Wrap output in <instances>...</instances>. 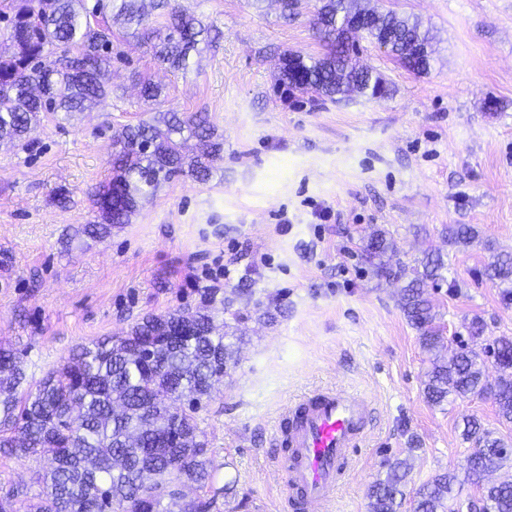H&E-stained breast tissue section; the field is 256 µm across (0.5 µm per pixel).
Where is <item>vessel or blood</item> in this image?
<instances>
[{
  "label": "vessel or blood",
  "instance_id": "b4317fda",
  "mask_svg": "<svg viewBox=\"0 0 512 512\" xmlns=\"http://www.w3.org/2000/svg\"><path fill=\"white\" fill-rule=\"evenodd\" d=\"M372 413L367 398L343 390H314L294 402L276 430L277 462L287 475L285 506L325 512L350 467L348 451L364 436Z\"/></svg>",
  "mask_w": 512,
  "mask_h": 512
}]
</instances>
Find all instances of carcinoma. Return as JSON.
Masks as SVG:
<instances>
[{"mask_svg": "<svg viewBox=\"0 0 512 512\" xmlns=\"http://www.w3.org/2000/svg\"><path fill=\"white\" fill-rule=\"evenodd\" d=\"M362 0H318L314 26L328 51L321 57L300 52L303 79L288 73V54L280 57L281 80L289 86L334 101L357 91L372 99L381 77L351 64L355 34L336 36V15L364 8ZM11 48L0 54V146L25 147L43 119L82 112L112 95L104 76L112 61V27L121 24L129 38H147L158 65L185 71L201 44L210 45L218 29L183 13L172 0H11ZM159 10L164 21L154 20ZM389 26L429 43L432 37L418 21L395 12L385 14ZM140 97L160 104L162 88L139 77ZM196 140L195 153L183 148ZM112 178L93 198L98 221L84 227L100 237L131 222L158 188L179 176L201 183L213 176L224 141L203 112L156 110L114 137ZM390 244L382 230L373 232L366 253L375 273L386 279L403 277L382 261ZM441 259L430 261L401 292L400 307L431 354L424 396L440 405L451 396L488 394L498 414L512 422V337L499 336L484 348L499 376L490 383L485 360L466 345L451 357L440 329L434 326L433 304L424 279L436 278ZM489 278L512 283V255L501 254L486 267ZM219 289L204 295L205 307L146 315L117 340L105 338L77 348L60 367L48 372L33 390L26 381L22 354L0 347V456L48 455L50 469L38 475L41 487L27 512H216L230 486L216 485L219 469L209 456L208 439L199 413L208 406L215 385L224 380L234 358L227 333L213 322ZM174 323H188L195 335L164 344ZM467 480L481 496L468 501L469 512H512V478L482 485L483 476L512 462V448L475 417L463 420ZM408 464L388 463L386 477L369 489L368 512H399L407 498ZM190 482L203 492L194 510L182 503L175 487ZM458 476L437 473L413 492V512H456Z\"/></svg>", "mask_w": 512, "mask_h": 512, "instance_id": "1", "label": "carcinoma"}]
</instances>
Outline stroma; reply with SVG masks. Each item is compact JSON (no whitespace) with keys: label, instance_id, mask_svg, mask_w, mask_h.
<instances>
[{"label":"stroma","instance_id":"35a3bbf8","mask_svg":"<svg viewBox=\"0 0 512 512\" xmlns=\"http://www.w3.org/2000/svg\"><path fill=\"white\" fill-rule=\"evenodd\" d=\"M177 2L223 33L188 71L116 40L111 97L42 121L27 148L0 147V343L23 352L27 385L146 314L201 307L216 283L237 348L200 414L217 481L233 485L220 512H282L274 429L318 387L361 392L374 408L328 512H367L389 460L408 462L411 489L460 468L464 417L512 445V423L485 397L427 403L429 356L400 308L402 284L366 259L376 229L393 267L442 256L429 294L448 349L476 318L485 332L474 350L512 336V304L484 273L493 255L512 253V0H377L435 36L425 73L359 38L357 62L390 89L379 101H330L281 82L284 52L324 51L310 25L316 0L287 20L278 0ZM142 73L162 85L165 108L208 113L224 157L209 182L166 183L131 223L93 239L82 229L112 177V135L146 110ZM458 224L473 228L469 241L452 239ZM49 466L0 457V497L21 489L25 512Z\"/></svg>","mask_w":512,"mask_h":512}]
</instances>
